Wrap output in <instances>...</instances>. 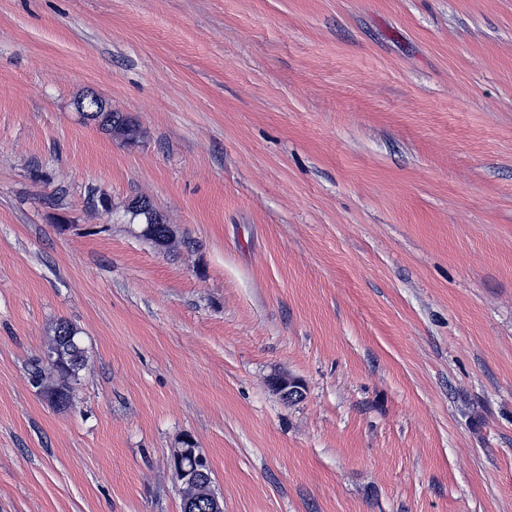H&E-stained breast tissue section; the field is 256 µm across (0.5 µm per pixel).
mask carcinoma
Returning a JSON list of instances; mask_svg holds the SVG:
<instances>
[{
    "mask_svg": "<svg viewBox=\"0 0 512 512\" xmlns=\"http://www.w3.org/2000/svg\"><path fill=\"white\" fill-rule=\"evenodd\" d=\"M124 127H132L136 135H141L139 125L135 120L121 112L107 113L106 120L100 129L106 133ZM128 212L131 219L140 218L144 223L152 225L151 234L153 237L165 235L166 224L163 219H154L156 210L145 198H139V205H128ZM48 355L56 359L52 367H33L31 380L40 388L52 403L58 407L67 406L74 392V382L79 380V373L83 370L86 362V352L79 337V330L67 321H60L54 328V334L49 339ZM185 454L182 459V467L189 469H200L202 474L198 477L180 480L182 502L196 505V512H206L208 503L216 495L213 487L211 469L208 463L200 460V454L196 443L192 438L183 441Z\"/></svg>",
    "mask_w": 512,
    "mask_h": 512,
    "instance_id": "cac0c4a2",
    "label": "carcinoma"
}]
</instances>
